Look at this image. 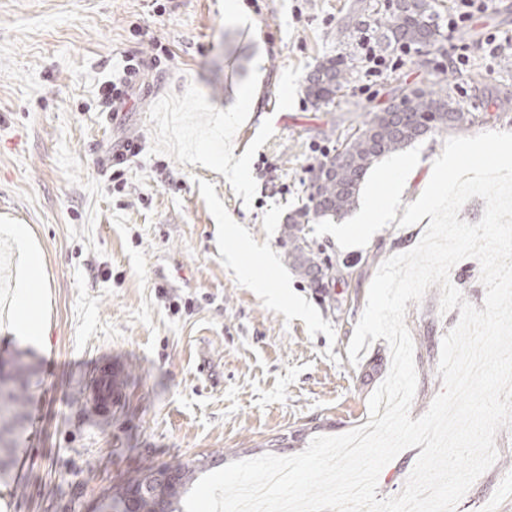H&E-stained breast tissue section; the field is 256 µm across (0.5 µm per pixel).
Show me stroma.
I'll return each mask as SVG.
<instances>
[{"instance_id": "stroma-1", "label": "stroma", "mask_w": 512, "mask_h": 512, "mask_svg": "<svg viewBox=\"0 0 512 512\" xmlns=\"http://www.w3.org/2000/svg\"><path fill=\"white\" fill-rule=\"evenodd\" d=\"M226 2L0 0V225H25L44 262L41 344L0 327V357L22 352L36 368L0 512H100L113 483L151 465L292 456L363 425L390 348L378 339L355 364L347 348L379 266L414 248L425 226L376 224L352 245L347 220L311 222L338 273L310 287L281 243L309 167L401 85L452 78L480 114L470 135L512 131V112L483 97L512 89V53L485 49L488 35L512 34V0L442 39L426 64L380 45L374 20L389 0H244L243 24ZM363 39L385 61L379 75L358 65L332 104L312 106L306 76ZM463 53L468 65L450 69ZM133 55L147 65L126 110L103 111L100 87ZM259 71L261 108L234 121L225 106ZM129 140L140 151L112 180V155ZM445 141L407 147L417 171L397 215ZM439 302L434 285L407 303L414 420L442 389L441 344L460 316ZM101 366L119 380L104 410L92 400ZM495 444L496 462L456 512L487 501L512 512V429ZM420 452L382 469L377 498L401 492Z\"/></svg>"}]
</instances>
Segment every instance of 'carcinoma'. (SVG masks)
Returning <instances> with one entry per match:
<instances>
[{"label":"carcinoma","mask_w":512,"mask_h":512,"mask_svg":"<svg viewBox=\"0 0 512 512\" xmlns=\"http://www.w3.org/2000/svg\"><path fill=\"white\" fill-rule=\"evenodd\" d=\"M432 0H417L410 11L400 7L377 21L386 46L402 50L439 43L441 32L434 19ZM357 57L348 54L338 60L320 63L307 78L305 94L309 102L319 107L333 101L336 92L350 82ZM401 99L409 102L405 111L397 114L387 108L372 112L361 126L337 141L332 151L308 169L306 187L308 204L288 214L282 230L285 259L288 266L311 287L317 288L325 280L336 277V269L323 256L320 246L308 237L306 224L316 219L340 220L358 200L360 186L370 168L381 158L400 152L412 143L431 134L450 129L466 131L478 122L471 105L459 96L449 81H440L427 89L400 88ZM348 158L346 166L335 172L322 185H316V171L335 165L336 156ZM0 364L9 370L0 372L5 378L0 385V480L16 469L17 456L11 435L26 419L23 394L34 373V365L19 353ZM175 472L182 482V490L164 501L168 512H183V495L196 479L201 468L192 462H178L161 467H148L143 473Z\"/></svg>","instance_id":"cac0c4a2"}]
</instances>
